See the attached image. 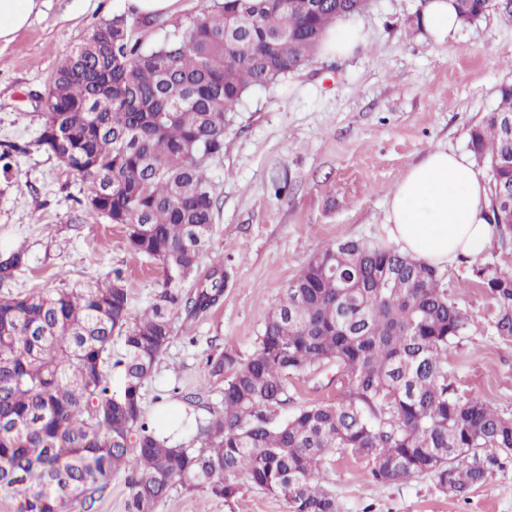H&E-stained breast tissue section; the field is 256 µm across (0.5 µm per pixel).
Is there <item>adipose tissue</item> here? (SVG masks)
<instances>
[{"mask_svg": "<svg viewBox=\"0 0 512 512\" xmlns=\"http://www.w3.org/2000/svg\"><path fill=\"white\" fill-rule=\"evenodd\" d=\"M488 209V186L469 156L439 147L388 192L383 225L399 250L440 267L486 250Z\"/></svg>", "mask_w": 512, "mask_h": 512, "instance_id": "adipose-tissue-1", "label": "adipose tissue"}]
</instances>
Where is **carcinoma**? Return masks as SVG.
I'll use <instances>...</instances> for the list:
<instances>
[{
	"mask_svg": "<svg viewBox=\"0 0 512 512\" xmlns=\"http://www.w3.org/2000/svg\"><path fill=\"white\" fill-rule=\"evenodd\" d=\"M464 22L507 0H454ZM366 8L360 0H204L195 17L144 50L128 21L95 28L58 66L36 144L87 184L86 211L125 226L132 251L159 263L160 289L138 317L120 278L95 288L0 295V490L22 512H59L65 499L126 472L128 512H154L178 487L228 503L238 478L289 512H339L321 483L341 450L368 459L387 484L433 474L463 496L512 460V415L448 382V349L468 335L467 313L439 269L395 247L338 241L289 280L258 347L207 358L224 381V411L185 421L194 446L170 445L142 406V389L175 331L224 297L221 268L199 267L216 202L208 167L244 97L311 62L326 31ZM471 130L488 171V221L512 238V82ZM27 266L0 253V288ZM477 277L496 303L494 332L512 341V271ZM193 281L194 288H184ZM123 359L112 362V336ZM120 388H113L114 368ZM335 370L336 398L277 419L288 381Z\"/></svg>",
	"mask_w": 512,
	"mask_h": 512,
	"instance_id": "cac0c4a2",
	"label": "carcinoma"
}]
</instances>
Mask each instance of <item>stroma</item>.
Instances as JSON below:
<instances>
[{
  "mask_svg": "<svg viewBox=\"0 0 512 512\" xmlns=\"http://www.w3.org/2000/svg\"><path fill=\"white\" fill-rule=\"evenodd\" d=\"M424 0H370L351 16L367 37L354 54H316L267 89L251 91L224 133V156L211 166L217 209L201 268L228 275L219 306L175 333L143 388L155 417L174 393L224 409V383L209 375L210 354L249 356L286 284L321 248L342 240L386 245L387 192L432 149L469 151V135L499 104L512 80V19L499 12L435 44L418 25ZM203 0H177L173 13L147 20L128 0H40L28 24L0 43V151L19 146L0 171V250L25 245L28 265L10 284L90 288L120 276L128 313L137 317L159 287L156 261L133 252L122 225L87 218L82 181L35 146L44 122L40 98L57 67L95 26L127 17L144 48L196 16ZM512 269V242L492 239L480 256L444 266L443 283L472 317V331L449 349L448 378L459 393L512 415V341L495 335L496 305L476 271ZM331 372L311 370L288 383L279 413L335 398ZM365 458L342 451L325 464L323 485L340 512H512V462L463 497L444 492L433 475L375 484ZM125 471L107 489L80 496L69 512H127ZM155 512H288L285 501L247 481L231 503L204 491L177 489Z\"/></svg>",
  "mask_w": 512,
  "mask_h": 512,
  "instance_id": "1",
  "label": "stroma"
}]
</instances>
